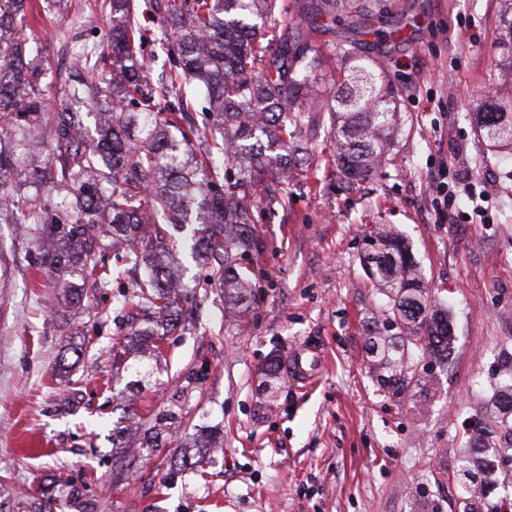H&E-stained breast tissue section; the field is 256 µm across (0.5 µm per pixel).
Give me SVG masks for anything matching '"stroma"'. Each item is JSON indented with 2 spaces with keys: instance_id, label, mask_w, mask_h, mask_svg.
I'll return each instance as SVG.
<instances>
[{
  "instance_id": "obj_1",
  "label": "stroma",
  "mask_w": 512,
  "mask_h": 512,
  "mask_svg": "<svg viewBox=\"0 0 512 512\" xmlns=\"http://www.w3.org/2000/svg\"><path fill=\"white\" fill-rule=\"evenodd\" d=\"M154 0H134L151 81L173 67ZM373 0H336V20L311 33L322 82L344 81V51L376 62L395 93L389 161L373 180L347 184L331 161L326 123H304L288 174L287 205L261 201L245 304L226 302L172 231L171 261L195 290L189 329L162 352L133 335L116 310L134 275L97 289L108 310L53 317L61 293L42 271L33 233L0 223V512H31L77 498L85 512H462L452 470L465 427L512 352V156L489 149L477 114L512 95V0H386L389 21L410 19L401 41L362 39L357 11ZM101 0H27L24 33L51 61L44 103L57 111L83 76L84 46H103ZM158 111L179 119L205 151L204 91L182 84ZM468 184L452 212L438 211L431 180ZM403 236L433 301L449 311L447 367L417 349L418 382L402 394L369 370L368 337L385 297L363 264L383 226ZM282 362L271 381L267 365ZM309 364L302 386L291 359ZM210 464L189 457L209 433Z\"/></svg>"
}]
</instances>
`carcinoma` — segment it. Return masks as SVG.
<instances>
[{
    "mask_svg": "<svg viewBox=\"0 0 512 512\" xmlns=\"http://www.w3.org/2000/svg\"><path fill=\"white\" fill-rule=\"evenodd\" d=\"M25 0H0V217L20 213V223L37 234L41 263L48 272L66 271L62 287L76 280L105 285L152 257L123 304L154 308L161 326L177 328L173 304L179 279L170 271L162 225L194 226V257L212 264L209 276L228 298L251 294L250 271L241 266L250 224L259 202V176L273 172L289 151L305 106L327 113L336 145L334 163L350 181L374 177L382 163L387 133L395 123L394 95L359 57L353 87L318 90L323 56L306 47L304 31L332 19L335 0H303L301 22L285 26L277 48L262 41L263 9L273 0H181L164 4L165 35L180 74L198 81L213 117L212 146L198 154L174 120L151 111L175 85L146 80L144 41L132 0H108L112 24L106 49L112 78L94 75L98 48L86 52L89 80L73 85L67 104L46 111L42 75L50 69L21 35ZM93 117L94 133L84 124ZM481 137L512 151V112L492 103L479 113ZM48 139L51 149L34 148ZM38 182L43 190L20 194ZM123 247L117 263L105 267L102 241ZM364 262L387 297L386 331L372 336L370 371L386 389L410 385L405 344L448 362V316L432 306L408 248L390 228L376 232ZM468 447L459 457L457 479L467 497L462 512H501L505 498L493 497L495 461L512 455V356L505 357L486 405L475 414Z\"/></svg>",
    "mask_w": 512,
    "mask_h": 512,
    "instance_id": "obj_1",
    "label": "carcinoma"
}]
</instances>
